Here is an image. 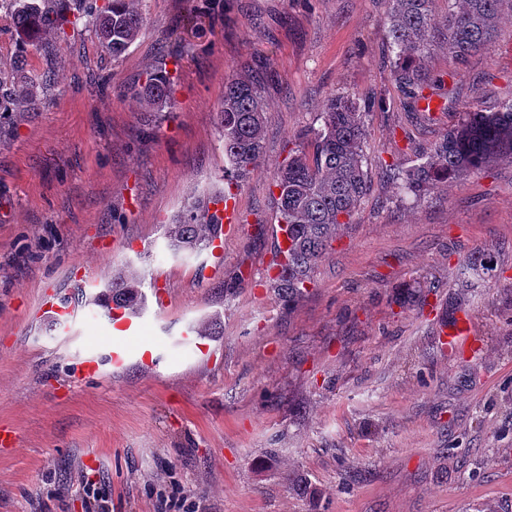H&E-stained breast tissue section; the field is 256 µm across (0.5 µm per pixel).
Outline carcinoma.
<instances>
[{
  "instance_id": "obj_1",
  "label": "carcinoma",
  "mask_w": 512,
  "mask_h": 512,
  "mask_svg": "<svg viewBox=\"0 0 512 512\" xmlns=\"http://www.w3.org/2000/svg\"><path fill=\"white\" fill-rule=\"evenodd\" d=\"M65 0H0V9L15 21L18 55L0 67V112L32 107L49 82V70L28 68V49L50 55L51 33L68 23L60 8ZM141 0H111L102 10L93 2L75 0L77 19L103 47L118 57L139 37L144 16ZM506 0H451L444 28L436 25L433 0H385L386 38L394 53L393 81L403 97V108L422 121L431 120L433 96L447 101L455 88L445 76L426 72L431 47L439 39L456 66L488 48L501 22ZM165 58L134 89L144 112H162L171 104L172 88L165 76ZM388 108L381 95L334 94L321 113V124L297 137L274 171L277 189L276 219L284 238L278 244L276 288L284 301L301 297L310 276L325 256L341 226L350 222L371 185L365 151L364 118ZM266 107L261 86L252 74L235 75L224 82L220 128L230 181L239 183L259 165L264 154ZM416 156L409 164L385 165L404 198L425 197L439 185L461 179L502 160H512V99L495 111L474 108L462 112L455 125L428 150L409 145ZM213 198L187 207L163 237L174 255H199L220 238L223 218L210 209ZM144 276L131 268L112 273L107 284L112 304L138 314L146 308Z\"/></svg>"
}]
</instances>
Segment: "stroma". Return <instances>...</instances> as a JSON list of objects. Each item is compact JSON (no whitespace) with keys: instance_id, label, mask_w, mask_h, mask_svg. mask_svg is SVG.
I'll use <instances>...</instances> for the list:
<instances>
[{"instance_id":"35a3bbf8","label":"stroma","mask_w":512,"mask_h":512,"mask_svg":"<svg viewBox=\"0 0 512 512\" xmlns=\"http://www.w3.org/2000/svg\"><path fill=\"white\" fill-rule=\"evenodd\" d=\"M119 58L87 31L58 43L32 112L0 114V512H155L179 491L198 512H512V162L401 204L382 164L410 161L472 107L512 98V19L454 68L457 95L433 121L400 104L384 0H144ZM180 57L168 111L145 123L131 90L159 55ZM258 71L265 153L238 191L222 252L168 253L162 225L222 190L224 80ZM376 93L365 118L372 186L288 304L274 265L272 172L331 94ZM481 253L495 274L455 285ZM145 277L144 328L125 368H80L111 327L70 333L45 296L102 294L113 269ZM234 282L232 292L224 285ZM438 283L425 306L409 293ZM469 314L471 351L439 341ZM209 322L207 351L181 345ZM157 360L141 364L144 348ZM308 480L314 495L292 487Z\"/></svg>"}]
</instances>
